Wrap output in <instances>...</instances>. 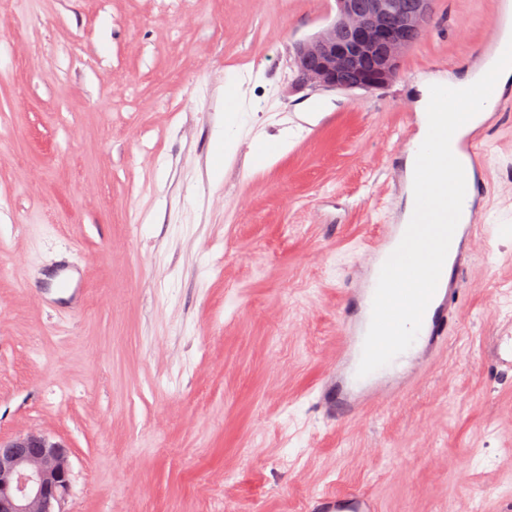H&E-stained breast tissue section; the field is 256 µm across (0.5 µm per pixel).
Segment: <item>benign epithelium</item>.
<instances>
[{
	"label": "benign epithelium",
	"mask_w": 512,
	"mask_h": 512,
	"mask_svg": "<svg viewBox=\"0 0 512 512\" xmlns=\"http://www.w3.org/2000/svg\"><path fill=\"white\" fill-rule=\"evenodd\" d=\"M336 19L297 43V82L327 91L379 89L430 25L432 0H337ZM70 451L30 432L0 440V512H63L72 486Z\"/></svg>",
	"instance_id": "obj_1"
}]
</instances>
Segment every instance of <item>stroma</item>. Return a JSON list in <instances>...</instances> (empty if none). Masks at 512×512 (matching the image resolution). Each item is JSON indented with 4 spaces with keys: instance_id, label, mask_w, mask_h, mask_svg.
Returning <instances> with one entry per match:
<instances>
[{
    "instance_id": "stroma-1",
    "label": "stroma",
    "mask_w": 512,
    "mask_h": 512,
    "mask_svg": "<svg viewBox=\"0 0 512 512\" xmlns=\"http://www.w3.org/2000/svg\"><path fill=\"white\" fill-rule=\"evenodd\" d=\"M502 2L433 0L393 82L325 91L293 53L336 0H0V438L70 448L65 512H306L351 490L512 512V96L482 131L447 348L361 418L316 403L364 250L401 219L418 85L478 64ZM236 78L255 116L215 181ZM288 147V133L278 136L261 135L255 141V160L257 166L266 165L275 155Z\"/></svg>"
}]
</instances>
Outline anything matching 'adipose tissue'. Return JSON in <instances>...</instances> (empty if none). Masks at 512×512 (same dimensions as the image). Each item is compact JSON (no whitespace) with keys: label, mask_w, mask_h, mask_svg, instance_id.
I'll list each match as a JSON object with an SVG mask.
<instances>
[{"label":"adipose tissue","mask_w":512,"mask_h":512,"mask_svg":"<svg viewBox=\"0 0 512 512\" xmlns=\"http://www.w3.org/2000/svg\"><path fill=\"white\" fill-rule=\"evenodd\" d=\"M511 85L512 29L504 31L494 55L478 70L448 80L447 86L460 103V110L448 111L445 102L434 100L428 85H421L422 129L408 159L437 173L434 185L437 194L447 195L449 176L461 173L466 178H473L472 168L462 162L458 138L485 123ZM242 98V91H233L225 106L224 134L217 139L213 151L212 180L223 177L224 162L232 154L241 129L250 119L249 113L241 109Z\"/></svg>","instance_id":"adipose-tissue-1"}]
</instances>
